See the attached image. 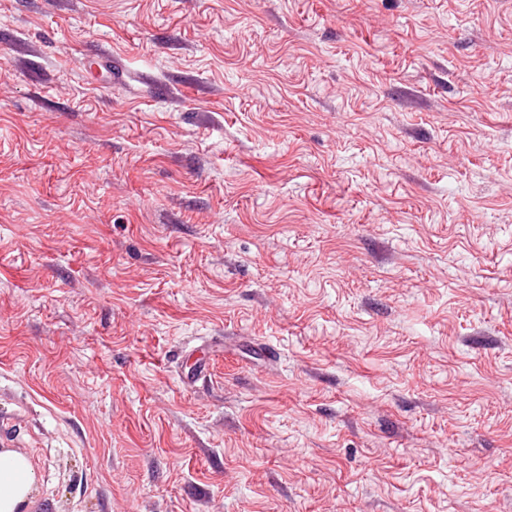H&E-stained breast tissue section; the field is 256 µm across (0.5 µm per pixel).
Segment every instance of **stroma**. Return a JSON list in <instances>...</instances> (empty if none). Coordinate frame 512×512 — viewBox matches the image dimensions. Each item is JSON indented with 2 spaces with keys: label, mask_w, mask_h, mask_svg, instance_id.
Masks as SVG:
<instances>
[{
  "label": "stroma",
  "mask_w": 512,
  "mask_h": 512,
  "mask_svg": "<svg viewBox=\"0 0 512 512\" xmlns=\"http://www.w3.org/2000/svg\"><path fill=\"white\" fill-rule=\"evenodd\" d=\"M0 448L23 512H512V0H0ZM34 482L35 473L25 458L0 452V512H17Z\"/></svg>",
  "instance_id": "obj_1"
}]
</instances>
